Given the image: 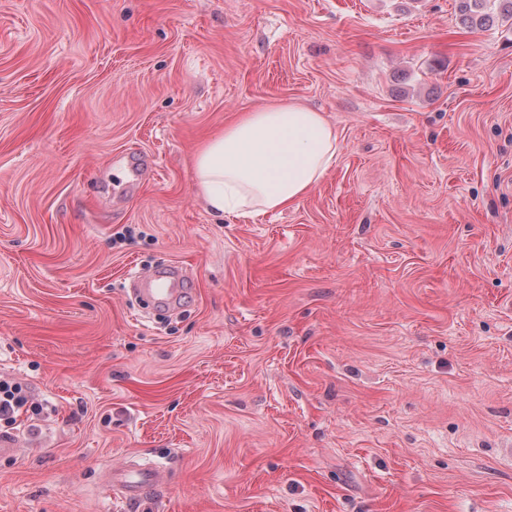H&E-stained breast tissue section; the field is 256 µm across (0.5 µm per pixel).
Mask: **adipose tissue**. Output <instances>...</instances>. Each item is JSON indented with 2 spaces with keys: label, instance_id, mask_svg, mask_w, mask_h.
<instances>
[{
  "label": "adipose tissue",
  "instance_id": "1",
  "mask_svg": "<svg viewBox=\"0 0 512 512\" xmlns=\"http://www.w3.org/2000/svg\"><path fill=\"white\" fill-rule=\"evenodd\" d=\"M340 149L337 129L297 101L238 113L193 156L197 194L208 210L250 219L296 204L322 180Z\"/></svg>",
  "mask_w": 512,
  "mask_h": 512
}]
</instances>
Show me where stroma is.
<instances>
[{"label": "stroma", "mask_w": 512, "mask_h": 512, "mask_svg": "<svg viewBox=\"0 0 512 512\" xmlns=\"http://www.w3.org/2000/svg\"><path fill=\"white\" fill-rule=\"evenodd\" d=\"M288 99L335 164L287 211L208 212L199 138ZM161 264L172 311L128 290ZM0 376L40 410L0 421V512H512V25L0 0ZM132 461L166 472L144 503L103 479Z\"/></svg>", "instance_id": "stroma-1"}]
</instances>
